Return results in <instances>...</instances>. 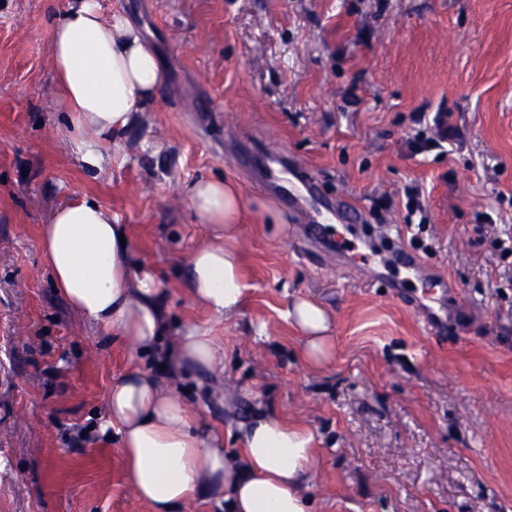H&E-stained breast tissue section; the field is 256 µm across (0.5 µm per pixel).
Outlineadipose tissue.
<instances>
[{"mask_svg":"<svg viewBox=\"0 0 512 512\" xmlns=\"http://www.w3.org/2000/svg\"><path fill=\"white\" fill-rule=\"evenodd\" d=\"M51 63L69 116L76 162L99 172L104 144L121 146L139 114L163 87L166 70L142 28L107 0H56ZM211 243L195 249L184 269L193 299L233 318L244 286L235 247L244 198L228 179L202 177L183 187ZM126 231L111 211L86 198L55 207L42 228V251L54 288L87 323L108 329L135 355L212 382L224 379V345L189 327L171 335L163 284L134 265ZM313 363L332 351L333 321L306 298L288 310ZM130 483L149 512H182L192 501L215 500L225 512H313L316 438L276 412L260 411L240 427L237 450L224 448L186 404L176 386L133 366L112 378L105 397Z\"/></svg>","mask_w":512,"mask_h":512,"instance_id":"1","label":"adipose tissue"}]
</instances>
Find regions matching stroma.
<instances>
[{
    "label": "stroma",
    "mask_w": 512,
    "mask_h": 512,
    "mask_svg": "<svg viewBox=\"0 0 512 512\" xmlns=\"http://www.w3.org/2000/svg\"><path fill=\"white\" fill-rule=\"evenodd\" d=\"M167 65L121 160L72 158L50 65V0H0V512H147L117 438L100 431L128 345L56 293L39 230L57 204L93 198L154 268L173 330L224 344V388L179 373L192 411L224 445L257 406L316 435L315 512H512V0H112ZM451 113V152L416 155L419 114ZM294 159L328 197L360 206L346 241L387 225L411 247L407 186L423 191L422 259L452 287L429 333L370 265L309 251L287 203L241 161ZM222 176L245 210L236 247L246 291L219 318L182 269L211 235L184 183ZM491 214L493 223L483 221ZM310 298L335 320L329 362L301 353L287 316Z\"/></svg>",
    "instance_id": "obj_1"
}]
</instances>
